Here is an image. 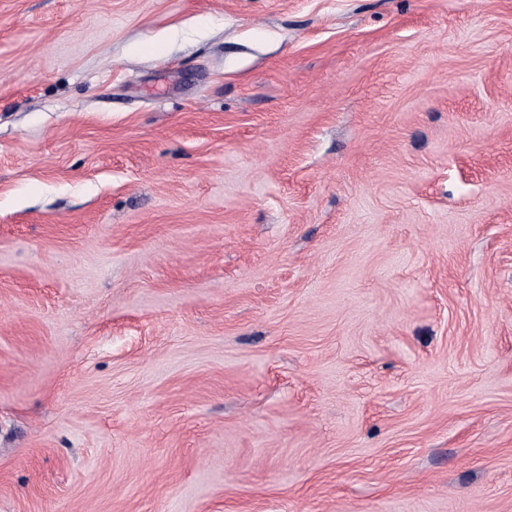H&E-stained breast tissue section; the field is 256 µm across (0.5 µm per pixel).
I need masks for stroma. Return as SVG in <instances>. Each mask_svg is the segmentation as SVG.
Here are the masks:
<instances>
[{
  "label": "stroma",
  "instance_id": "35a3bbf8",
  "mask_svg": "<svg viewBox=\"0 0 512 512\" xmlns=\"http://www.w3.org/2000/svg\"><path fill=\"white\" fill-rule=\"evenodd\" d=\"M0 512H512V0H0Z\"/></svg>",
  "mask_w": 512,
  "mask_h": 512
}]
</instances>
